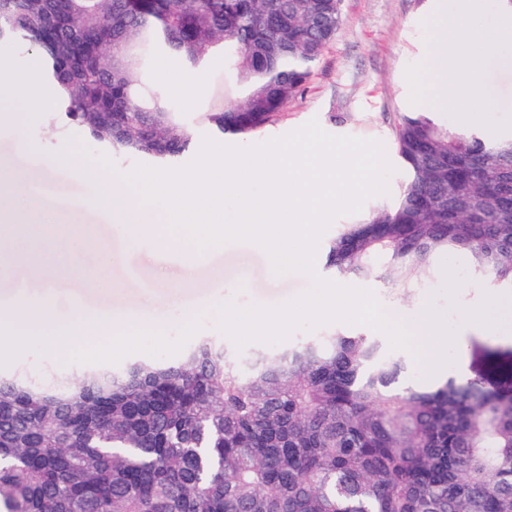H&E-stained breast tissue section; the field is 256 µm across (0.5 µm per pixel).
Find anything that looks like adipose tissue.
I'll return each mask as SVG.
<instances>
[{"label":"adipose tissue","mask_w":512,"mask_h":512,"mask_svg":"<svg viewBox=\"0 0 512 512\" xmlns=\"http://www.w3.org/2000/svg\"><path fill=\"white\" fill-rule=\"evenodd\" d=\"M433 23L438 37L423 59L422 75L411 83L415 96L456 113L458 124L480 122L488 133H497L496 115L488 110L495 93L486 75L512 69V26L488 23L483 37L475 39L461 33L459 17L449 11L439 10ZM39 68L35 62L28 72L15 73L0 57V104L19 96L25 111H45ZM165 332L163 321L149 323L122 311L102 320L85 311L60 313L45 300L19 299L0 308V359L32 341L61 359L76 346L91 359L118 357L137 349L143 336L161 341Z\"/></svg>","instance_id":"obj_1"}]
</instances>
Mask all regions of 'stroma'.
Masks as SVG:
<instances>
[{
	"instance_id": "1",
	"label": "stroma",
	"mask_w": 512,
	"mask_h": 512,
	"mask_svg": "<svg viewBox=\"0 0 512 512\" xmlns=\"http://www.w3.org/2000/svg\"><path fill=\"white\" fill-rule=\"evenodd\" d=\"M432 6L433 0H342L341 29L310 81L263 131L235 139V146L284 136L315 119L330 135L378 140L387 154H395L396 118L416 108L408 84L432 39ZM43 89L49 99L47 111L22 113L15 122L0 120V165L25 173L33 192L32 215L50 225L52 240L30 241V249L41 254L35 261L22 259L14 249L0 250V306L14 299L46 297L57 311L67 313L73 301L81 299L88 312L100 317L121 309L163 319L165 342L143 337L138 351L108 360V367L117 371L140 359L173 362L203 337L241 356L269 351V344L258 341L237 346L218 329L214 303L277 306L309 292L312 280L296 271H272L263 250L246 242L198 246L190 257L157 240L130 242L124 229L96 204L78 171L59 163L58 157L78 141L109 158L120 174L151 166V159L115 152L93 140L83 127L62 122L55 86L47 82ZM103 253L113 257L109 266L99 261ZM163 271L169 276L165 285L158 282ZM96 279L106 280V287L94 288ZM354 285L371 289L388 312H416L429 305L448 311L452 301L439 279L410 297L402 289L369 280L358 279ZM189 309L196 311L197 321L194 331L185 333L180 321ZM91 366L81 350L59 361L33 343L19 359L0 363V374L25 372L44 382L64 377L74 384Z\"/></svg>"
}]
</instances>
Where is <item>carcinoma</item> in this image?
<instances>
[{
    "label": "carcinoma",
    "instance_id": "1",
    "mask_svg": "<svg viewBox=\"0 0 512 512\" xmlns=\"http://www.w3.org/2000/svg\"><path fill=\"white\" fill-rule=\"evenodd\" d=\"M341 22V0H0V39L46 56L62 120L164 163L194 130L149 82L155 55L193 73L222 55L195 125L240 138L305 87ZM395 147L397 202L339 225L326 268L410 296L456 252L512 294V138L406 112ZM484 359L495 388L404 387L378 339L337 331L248 369L202 341L77 387L0 376V512H512V363Z\"/></svg>",
    "mask_w": 512,
    "mask_h": 512
}]
</instances>
